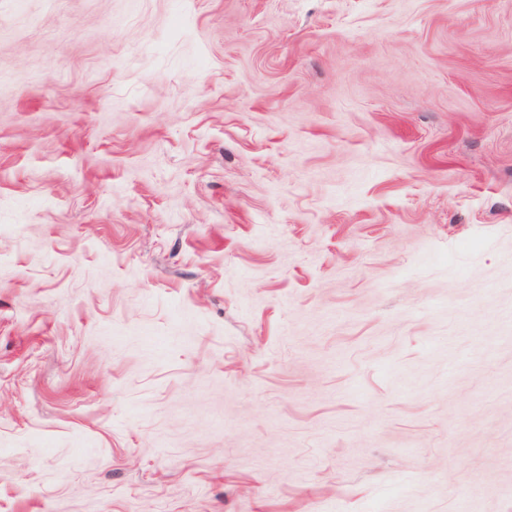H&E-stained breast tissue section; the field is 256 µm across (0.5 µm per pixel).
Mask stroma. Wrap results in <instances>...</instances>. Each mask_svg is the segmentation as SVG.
I'll return each mask as SVG.
<instances>
[{"label": "stroma", "mask_w": 512, "mask_h": 512, "mask_svg": "<svg viewBox=\"0 0 512 512\" xmlns=\"http://www.w3.org/2000/svg\"><path fill=\"white\" fill-rule=\"evenodd\" d=\"M0 512H512V0H0Z\"/></svg>", "instance_id": "stroma-1"}]
</instances>
